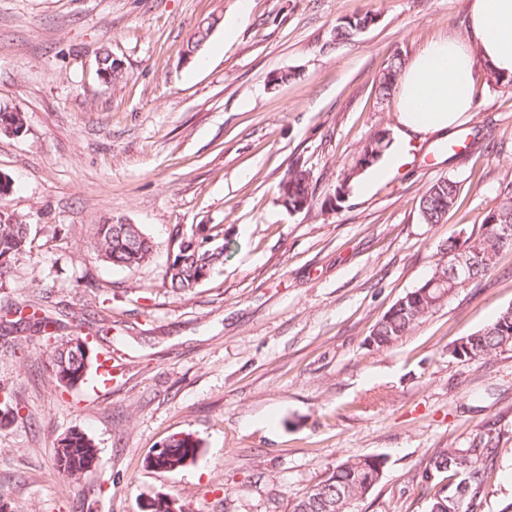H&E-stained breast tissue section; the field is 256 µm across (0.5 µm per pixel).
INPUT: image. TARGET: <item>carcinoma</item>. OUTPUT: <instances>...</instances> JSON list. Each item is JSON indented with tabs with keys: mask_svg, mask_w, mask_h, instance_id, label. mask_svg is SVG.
I'll use <instances>...</instances> for the list:
<instances>
[{
	"mask_svg": "<svg viewBox=\"0 0 512 512\" xmlns=\"http://www.w3.org/2000/svg\"><path fill=\"white\" fill-rule=\"evenodd\" d=\"M218 23L213 18L198 27L192 40L187 44V53L194 54L207 40L210 32ZM361 27L359 23L344 21L333 29V39L338 42L355 38ZM405 65L400 54H393L383 69L388 80L376 84L377 96L385 101L396 88L398 77ZM25 114L22 112H0V132L5 124L12 126V132L20 133L25 127ZM388 132L378 131L367 137L358 152V157L345 166L341 172V181L335 194L349 188L351 183L377 163L391 146ZM460 187L458 182L443 179L432 184L421 197L419 211L427 224H439L447 212L456 204ZM312 177L309 170L294 166L288 169L281 182V197L305 198L314 200ZM123 225L105 221L93 224L89 229L90 245L96 257L117 268L139 266L152 258V244L146 234L131 239L122 231ZM29 239V222L24 215L0 212V287L10 278L13 266L25 254ZM227 244L216 241V236L207 235L179 242L172 258L163 273V286L175 296H186L220 265L224 263V251ZM512 249V188L502 192L499 202L482 218L481 230L471 234L461 243L448 244V252L462 251L472 260L470 280L484 277L495 265L498 255ZM437 296L429 294L419 297L411 291L401 298L374 326L368 336L370 344L378 348H389L402 337L408 335L429 316L441 307L435 302ZM32 314L22 315L8 321L10 328L25 325L44 333L53 339V326L56 324L50 316L49 296L37 295L28 304ZM512 339V307L501 311L495 320L463 337L466 347L459 348L455 342L448 348V354L454 358L459 355H471L480 358L503 350V344ZM79 337L72 336L54 339L47 352V364L57 383H62V373L72 372V378L66 383L74 387L85 383L97 364V355L84 353L72 343ZM0 429L17 421L19 409L14 407L12 393L0 386ZM57 467L55 474L61 475L68 469L83 474L94 469L98 462V449L93 439L80 431H72L54 443ZM200 441L190 433H178L165 443V450L146 459V467L174 471L183 467L195 457ZM498 451V441L487 430L468 448H456L448 445L434 450L429 468L422 472L418 483L434 489L429 500V512H476L477 501L482 488L492 473L490 457ZM386 460L381 457H362L348 459L327 472L324 478L313 485L299 500L293 502L289 512H355V506L382 479ZM454 479L453 487L444 484L447 478Z\"/></svg>",
	"mask_w": 512,
	"mask_h": 512,
	"instance_id": "carcinoma-1",
	"label": "carcinoma"
}]
</instances>
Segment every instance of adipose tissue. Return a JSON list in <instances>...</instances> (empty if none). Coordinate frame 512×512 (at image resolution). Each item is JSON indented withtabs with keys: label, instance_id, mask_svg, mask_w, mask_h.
I'll return each instance as SVG.
<instances>
[{
	"label": "adipose tissue",
	"instance_id": "ef3b65f1",
	"mask_svg": "<svg viewBox=\"0 0 512 512\" xmlns=\"http://www.w3.org/2000/svg\"><path fill=\"white\" fill-rule=\"evenodd\" d=\"M480 62L512 76V0H472L464 34L429 43L405 64L396 108L404 137L445 135L461 124Z\"/></svg>",
	"mask_w": 512,
	"mask_h": 512
}]
</instances>
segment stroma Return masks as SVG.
Returning <instances> with one entry per match:
<instances>
[{
	"mask_svg": "<svg viewBox=\"0 0 512 512\" xmlns=\"http://www.w3.org/2000/svg\"><path fill=\"white\" fill-rule=\"evenodd\" d=\"M469 4L0 0V109L26 116L22 134L0 133V174L14 182L0 210L30 222L0 307L50 292L62 338L86 335L111 298V338L95 349L117 366L99 392L67 389L46 368L42 333L0 337V385L23 404L0 429V512H146L166 494L184 512H289L337 464L366 456L387 465L357 512H428L414 475L488 424L501 451L480 512L512 503V350L448 354L512 307V251L393 347L367 342L512 185V89L480 78L451 139H411L395 174L321 207L362 141L397 128L396 99L376 98L388 58L463 33ZM365 13L369 27L332 43L337 24ZM104 51L124 67L119 87L97 73ZM287 71L293 80L275 84ZM296 165L316 187L300 212L280 201ZM446 178L461 187L456 205L424 223L420 198ZM107 220L141 225L152 261L96 259L87 229ZM211 229L228 244L223 266L190 295L165 293L178 235ZM75 429L98 465L55 475L53 444ZM181 432L200 440L195 460L146 468Z\"/></svg>",
	"mask_w": 512,
	"mask_h": 512,
	"instance_id": "1",
	"label": "stroma"
}]
</instances>
